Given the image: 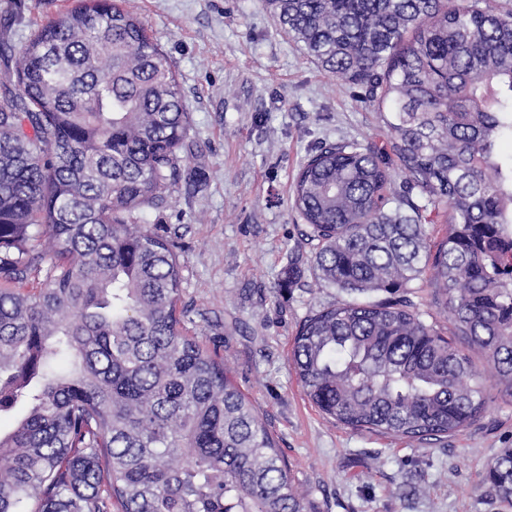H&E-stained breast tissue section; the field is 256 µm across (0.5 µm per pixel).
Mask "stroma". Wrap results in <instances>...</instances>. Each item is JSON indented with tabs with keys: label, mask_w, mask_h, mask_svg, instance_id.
<instances>
[{
	"label": "stroma",
	"mask_w": 512,
	"mask_h": 512,
	"mask_svg": "<svg viewBox=\"0 0 512 512\" xmlns=\"http://www.w3.org/2000/svg\"><path fill=\"white\" fill-rule=\"evenodd\" d=\"M23 43L72 0H23ZM175 71L192 121L190 151L166 203L144 223L169 236L183 266L179 306L218 346L238 387L276 436L315 512H512L487 493V464L512 448V393L462 431L419 442L346 427L307 400L291 363L302 320L351 296L324 284L292 207L294 178L321 143L382 144L386 113L313 63L262 0H134ZM451 335L428 277L403 292Z\"/></svg>",
	"instance_id": "obj_1"
}]
</instances>
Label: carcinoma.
I'll list each match as a JSON object with an SVG mask.
<instances>
[{
  "label": "carcinoma",
  "instance_id": "1",
  "mask_svg": "<svg viewBox=\"0 0 512 512\" xmlns=\"http://www.w3.org/2000/svg\"><path fill=\"white\" fill-rule=\"evenodd\" d=\"M263 3L390 112L382 146L322 144L297 174L319 278L394 295L430 272L453 335L512 390V14ZM0 62V412L26 408L0 436V512H307L274 433L189 333L173 245L139 223L171 193L191 119L131 0H74L20 46L1 39ZM430 209L448 224L433 253ZM291 360L308 400L356 430L438 440L486 407L472 356L405 299L316 311ZM485 481L512 504V448Z\"/></svg>",
  "mask_w": 512,
  "mask_h": 512
}]
</instances>
